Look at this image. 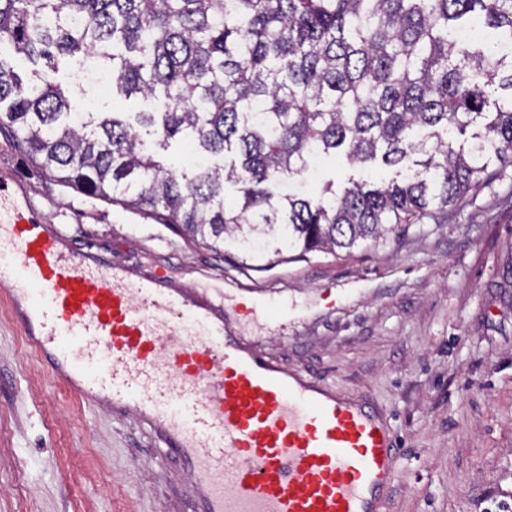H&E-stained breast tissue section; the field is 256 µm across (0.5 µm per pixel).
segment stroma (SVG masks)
<instances>
[{
    "mask_svg": "<svg viewBox=\"0 0 512 512\" xmlns=\"http://www.w3.org/2000/svg\"><path fill=\"white\" fill-rule=\"evenodd\" d=\"M55 79L76 109L143 112ZM450 210L379 246L316 252L266 269L232 239L195 245L175 225L62 186L10 129L0 130V178L19 180L71 242L143 274L204 292L261 288L294 301L285 323L241 326L257 350L304 369L393 416L401 456L388 512H485L512 499V167ZM395 168L328 158L306 172L327 180L387 181ZM0 284V512H191L178 497V459L135 418L116 420L55 381L13 321Z\"/></svg>",
    "mask_w": 512,
    "mask_h": 512,
    "instance_id": "stroma-1",
    "label": "stroma"
}]
</instances>
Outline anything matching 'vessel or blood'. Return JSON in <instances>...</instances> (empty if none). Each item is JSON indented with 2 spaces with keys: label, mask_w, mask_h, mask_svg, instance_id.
Instances as JSON below:
<instances>
[{
  "label": "vessel or blood",
  "mask_w": 512,
  "mask_h": 512,
  "mask_svg": "<svg viewBox=\"0 0 512 512\" xmlns=\"http://www.w3.org/2000/svg\"><path fill=\"white\" fill-rule=\"evenodd\" d=\"M0 282L28 344L78 398L135 414L179 458L196 512H388L399 459L377 405L286 370L237 333L287 308L208 295L73 247L0 179Z\"/></svg>",
  "instance_id": "1"
}]
</instances>
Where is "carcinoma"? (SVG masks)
<instances>
[{
	"label": "carcinoma",
	"mask_w": 512,
	"mask_h": 512,
	"mask_svg": "<svg viewBox=\"0 0 512 512\" xmlns=\"http://www.w3.org/2000/svg\"><path fill=\"white\" fill-rule=\"evenodd\" d=\"M469 17L512 38V0H0V127L59 183L139 209L219 249L240 241L267 265L289 252L351 251L449 208L512 165V58L448 39ZM42 69L24 80L1 49ZM80 54L126 100L157 112L70 111L53 79ZM509 97L489 111L478 76ZM485 120L469 152L445 140ZM416 128L430 130L416 140ZM182 142L180 173L146 149ZM421 170L382 185L328 183L280 195L313 155ZM235 188L238 207L224 202Z\"/></svg>",
	"instance_id": "obj_1"
}]
</instances>
